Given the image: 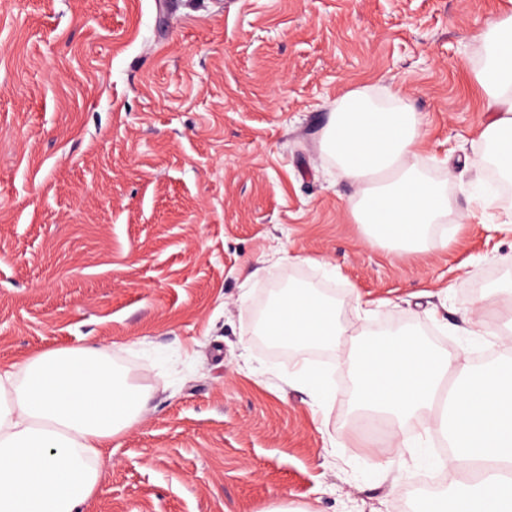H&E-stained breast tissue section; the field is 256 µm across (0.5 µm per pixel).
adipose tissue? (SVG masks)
I'll list each match as a JSON object with an SVG mask.
<instances>
[{
  "mask_svg": "<svg viewBox=\"0 0 512 512\" xmlns=\"http://www.w3.org/2000/svg\"><path fill=\"white\" fill-rule=\"evenodd\" d=\"M475 79L492 118L481 136L500 176L512 181V13L478 37ZM423 120L400 91H347L336 101L322 147L340 175L359 184L352 204L368 236L402 253L425 247L447 218L444 189L419 163ZM261 330L282 345L340 344L335 302L312 288L285 289ZM145 393L119 382L110 358L92 348L60 347L0 368V512H77L97 490L101 450L138 421Z\"/></svg>",
  "mask_w": 512,
  "mask_h": 512,
  "instance_id": "obj_1",
  "label": "adipose tissue"
}]
</instances>
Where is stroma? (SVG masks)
<instances>
[{
    "mask_svg": "<svg viewBox=\"0 0 512 512\" xmlns=\"http://www.w3.org/2000/svg\"><path fill=\"white\" fill-rule=\"evenodd\" d=\"M504 2L0 0V367L94 346L148 396L78 512H413L448 437L369 439L351 353L395 313L454 365L512 358L477 314L512 279V198L467 212L476 37ZM360 86L423 116L447 244L400 254L354 222L322 133ZM279 284L333 294L339 347L256 343Z\"/></svg>",
    "mask_w": 512,
    "mask_h": 512,
    "instance_id": "stroma-1",
    "label": "stroma"
}]
</instances>
